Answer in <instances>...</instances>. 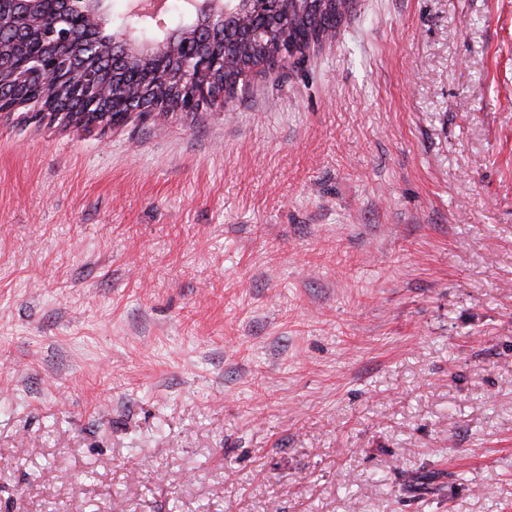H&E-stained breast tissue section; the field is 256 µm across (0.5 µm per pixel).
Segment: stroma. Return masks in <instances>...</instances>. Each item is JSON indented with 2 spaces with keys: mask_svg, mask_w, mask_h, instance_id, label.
Instances as JSON below:
<instances>
[{
  "mask_svg": "<svg viewBox=\"0 0 512 512\" xmlns=\"http://www.w3.org/2000/svg\"><path fill=\"white\" fill-rule=\"evenodd\" d=\"M173 507L512 512V0H351L194 114L0 118V512Z\"/></svg>",
  "mask_w": 512,
  "mask_h": 512,
  "instance_id": "obj_1",
  "label": "stroma"
}]
</instances>
